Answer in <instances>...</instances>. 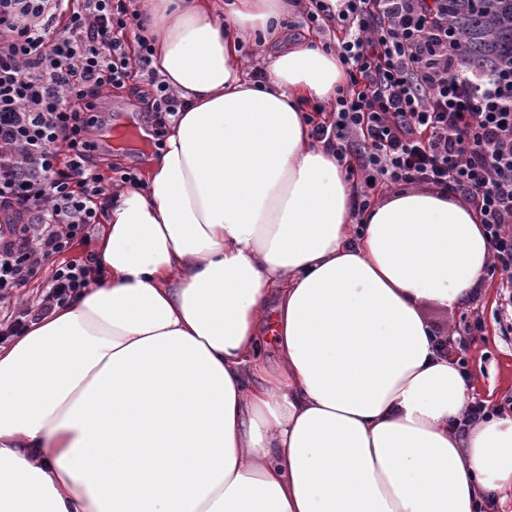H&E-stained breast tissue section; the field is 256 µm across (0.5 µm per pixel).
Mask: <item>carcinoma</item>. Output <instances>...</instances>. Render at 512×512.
Here are the masks:
<instances>
[{
	"instance_id": "carcinoma-1",
	"label": "carcinoma",
	"mask_w": 512,
	"mask_h": 512,
	"mask_svg": "<svg viewBox=\"0 0 512 512\" xmlns=\"http://www.w3.org/2000/svg\"><path fill=\"white\" fill-rule=\"evenodd\" d=\"M470 68L512 74V0H444Z\"/></svg>"
}]
</instances>
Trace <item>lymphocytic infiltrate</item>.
I'll list each match as a JSON object with an SVG mask.
<instances>
[{
  "instance_id": "lymphocytic-infiltrate-1",
  "label": "lymphocytic infiltrate",
  "mask_w": 512,
  "mask_h": 512,
  "mask_svg": "<svg viewBox=\"0 0 512 512\" xmlns=\"http://www.w3.org/2000/svg\"><path fill=\"white\" fill-rule=\"evenodd\" d=\"M307 18L338 33L347 73L313 137L355 176L360 206L402 185L471 204L512 323V77L466 65L437 0H310ZM143 26L135 0H0V298L98 223L106 179L87 131L98 103L148 69L150 39L127 45ZM90 283L88 264L59 265L35 307L0 319V335Z\"/></svg>"
}]
</instances>
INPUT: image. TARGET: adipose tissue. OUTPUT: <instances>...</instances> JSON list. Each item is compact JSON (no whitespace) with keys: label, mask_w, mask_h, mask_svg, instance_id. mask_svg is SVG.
<instances>
[{"label":"adipose tissue","mask_w":512,"mask_h":512,"mask_svg":"<svg viewBox=\"0 0 512 512\" xmlns=\"http://www.w3.org/2000/svg\"><path fill=\"white\" fill-rule=\"evenodd\" d=\"M288 9L145 0L184 106L110 204L92 286L0 346V512H474L512 492V414L459 432L471 388L422 313L472 294L484 228L417 188L357 212L305 116L345 69L282 43ZM257 35L278 49L253 83Z\"/></svg>","instance_id":"1"}]
</instances>
